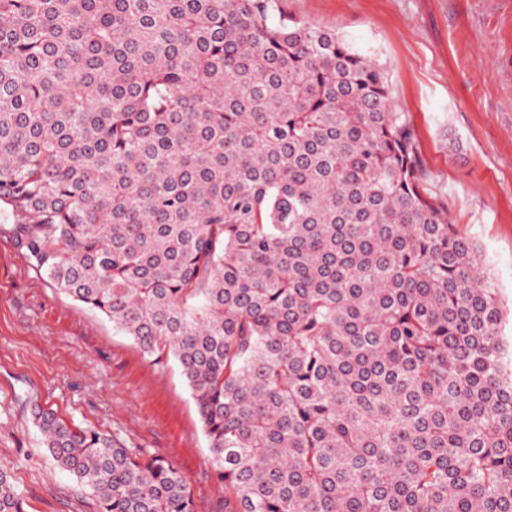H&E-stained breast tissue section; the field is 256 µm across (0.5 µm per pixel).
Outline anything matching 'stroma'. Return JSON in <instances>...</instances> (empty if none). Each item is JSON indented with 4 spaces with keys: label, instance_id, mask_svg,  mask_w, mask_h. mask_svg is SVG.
I'll return each instance as SVG.
<instances>
[{
    "label": "stroma",
    "instance_id": "35a3bbf8",
    "mask_svg": "<svg viewBox=\"0 0 512 512\" xmlns=\"http://www.w3.org/2000/svg\"><path fill=\"white\" fill-rule=\"evenodd\" d=\"M384 69L413 125L427 187L482 248L512 306V0H278ZM457 139L459 149L449 146ZM0 209V472L27 512H97L50 456L36 408L171 461L200 512H224L209 442L177 363L145 356L101 313L59 293Z\"/></svg>",
    "mask_w": 512,
    "mask_h": 512
}]
</instances>
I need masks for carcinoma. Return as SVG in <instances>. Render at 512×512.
Listing matches in <instances>:
<instances>
[{
  "instance_id": "1",
  "label": "carcinoma",
  "mask_w": 512,
  "mask_h": 512,
  "mask_svg": "<svg viewBox=\"0 0 512 512\" xmlns=\"http://www.w3.org/2000/svg\"><path fill=\"white\" fill-rule=\"evenodd\" d=\"M278 0H0V204L197 404L224 512H512V343L382 68ZM100 512H197L52 411ZM0 512H26L0 473Z\"/></svg>"
}]
</instances>
